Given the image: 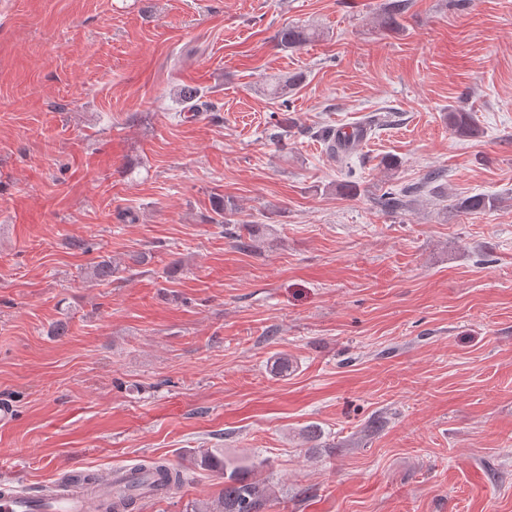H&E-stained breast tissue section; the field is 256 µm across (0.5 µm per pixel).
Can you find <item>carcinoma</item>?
Here are the masks:
<instances>
[{
	"label": "carcinoma",
	"instance_id": "carcinoma-1",
	"mask_svg": "<svg viewBox=\"0 0 512 512\" xmlns=\"http://www.w3.org/2000/svg\"><path fill=\"white\" fill-rule=\"evenodd\" d=\"M405 8V0H391L386 6L383 24L387 27L397 25V17ZM314 38V32L304 27L288 25L277 30L274 40L277 45L297 50ZM448 124L452 130L461 137H475L479 134L472 113L454 109L448 113ZM442 177V171L431 170L425 174L419 183L407 185L399 190L388 189L376 198L377 206L387 213H398L405 210L410 204V198L419 192L425 185ZM497 208V199L488 195H474L458 198L453 209L466 215H484ZM219 219L216 223L224 226V234L240 248L246 249L249 244L244 240V234L253 233V225L245 223L238 218V212L231 203H226L218 209ZM194 463L216 471L224 479V484L218 495L216 504L203 511L196 506L191 512H266L270 502V492L261 483L251 477V473L258 467L265 465V461H247L224 457L212 450L203 448L193 457ZM135 470L144 474L146 478L157 482L171 490L181 486L187 476L183 471L169 470L165 465L157 462L141 464Z\"/></svg>",
	"mask_w": 512,
	"mask_h": 512
}]
</instances>
